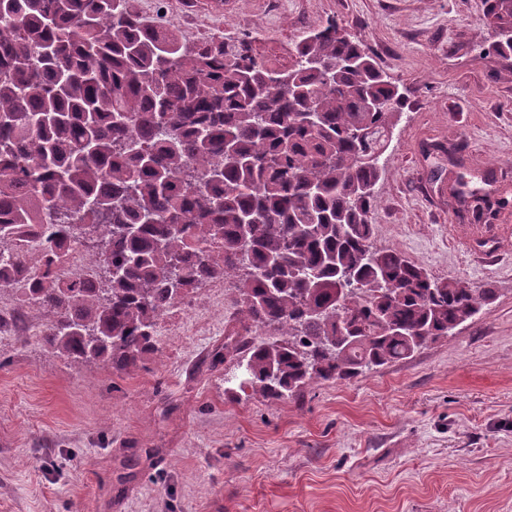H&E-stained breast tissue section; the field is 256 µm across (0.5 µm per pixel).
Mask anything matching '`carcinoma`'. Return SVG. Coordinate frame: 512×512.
Segmentation results:
<instances>
[{
  "instance_id": "1",
  "label": "carcinoma",
  "mask_w": 512,
  "mask_h": 512,
  "mask_svg": "<svg viewBox=\"0 0 512 512\" xmlns=\"http://www.w3.org/2000/svg\"><path fill=\"white\" fill-rule=\"evenodd\" d=\"M485 17L511 57L512 0ZM339 30L301 39L275 85L249 49L192 42L128 0H0V288L26 283L54 356L135 369L159 317L224 278L237 312L213 359L281 400L409 359L490 303L373 248L405 97ZM471 197L470 223H494L502 199ZM83 226L93 280L62 279L59 244Z\"/></svg>"
}]
</instances>
